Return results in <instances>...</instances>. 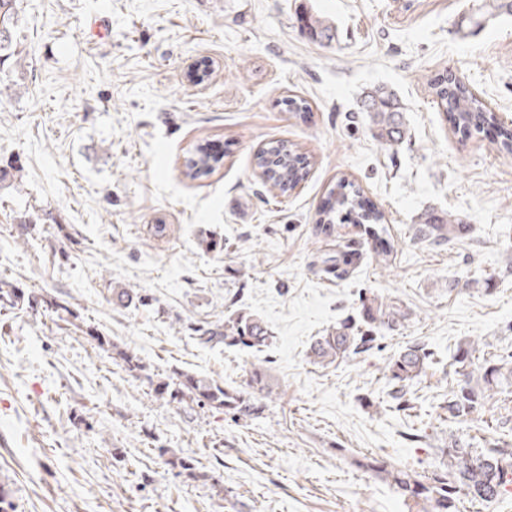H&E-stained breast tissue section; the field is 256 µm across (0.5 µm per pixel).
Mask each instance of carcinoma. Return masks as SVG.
Instances as JSON below:
<instances>
[{
	"instance_id": "cac0c4a2",
	"label": "carcinoma",
	"mask_w": 512,
	"mask_h": 512,
	"mask_svg": "<svg viewBox=\"0 0 512 512\" xmlns=\"http://www.w3.org/2000/svg\"><path fill=\"white\" fill-rule=\"evenodd\" d=\"M17 0H0V57L15 58L21 63V52L13 49L10 21L13 19ZM512 15V0H489L487 13L469 17V24L480 27L493 18ZM302 27L316 41L333 38L331 25L319 16L304 14ZM435 95L445 109L446 119L454 132L463 135L479 133L484 125L495 122V116L483 101L474 95L470 86L453 73H444L433 80ZM364 111L376 130L381 143L388 147L399 145L406 138L407 126L395 95L385 87H378L366 95ZM256 166L266 181L281 194L294 190L303 180L308 167L307 158L297 149L283 142H272L260 149ZM215 166V157L204 150L187 164L189 178ZM334 206L323 211L321 222L326 227L333 224L335 211H346L355 221L364 226L371 235L379 236L385 231L383 215L368 207L356 185L341 178L331 191ZM457 221L451 216L427 210L421 214L417 238L435 245H445L455 238ZM25 298L24 293L6 281L0 280V309L9 311ZM363 326L344 323L316 339L311 345L309 357L315 364H332L338 358L359 349H370L376 340L374 329L393 328L406 319L407 313L393 301H384L376 296L364 297L361 301ZM194 339L201 345L226 347L262 348L272 340L271 331L255 315L238 311L224 319V323L210 327L192 328ZM120 364L130 372H144L146 365L133 353L112 345ZM430 352L419 344L411 345L391 359L386 365V378L390 387L389 396L398 408H409L406 395L414 381L425 373ZM505 380L502 365L489 358L483 361L480 378L473 379L471 373H461L448 393V417H467L477 411L488 398L498 393ZM251 391L228 389L220 384L201 379L193 374L178 373L176 381L158 382L154 389L157 398L169 396L172 400L203 402L216 410H222L233 418L246 419L262 412L254 395L270 390L269 375L262 365H255L249 373ZM444 461L438 469L427 476H414L406 471L389 467L376 457H367L358 465L368 471L385 474L386 478L404 495L427 504L431 512H460L461 500L492 503L497 501L512 484V448H487L474 451L464 444L456 443L442 450ZM171 469L194 481H211V476L201 472L191 456L172 455L165 460Z\"/></svg>"
}]
</instances>
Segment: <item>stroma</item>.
Instances as JSON below:
<instances>
[{
  "mask_svg": "<svg viewBox=\"0 0 512 512\" xmlns=\"http://www.w3.org/2000/svg\"><path fill=\"white\" fill-rule=\"evenodd\" d=\"M481 2L19 0L24 61L0 63V279L39 302L0 315L11 512H424L359 460L422 475L454 441L512 446V387L464 419L445 409L459 369L492 356L512 370V155L493 128L455 134L430 88L443 72L462 76L512 126V17L459 31ZM307 12L330 22L332 40L302 30ZM382 86L408 128L391 149L361 110ZM290 96L308 110L289 111ZM203 141L224 158L188 178ZM272 141L310 161L285 196L255 165ZM341 178L383 213L385 240L348 220L323 230ZM429 209L468 234L416 239ZM348 250L359 255L348 274H327ZM118 288L139 300L116 306ZM365 293L406 319L377 329L369 351L311 364L319 336L360 322ZM237 311L260 317L272 343L209 348L186 330ZM102 336L147 375L118 366ZM416 343L431 360L402 411L384 366ZM258 364L271 392L246 421L156 399L151 386L188 372L244 391ZM166 450L192 456L223 496L176 474Z\"/></svg>",
  "mask_w": 512,
  "mask_h": 512,
  "instance_id": "obj_1",
  "label": "stroma"
}]
</instances>
